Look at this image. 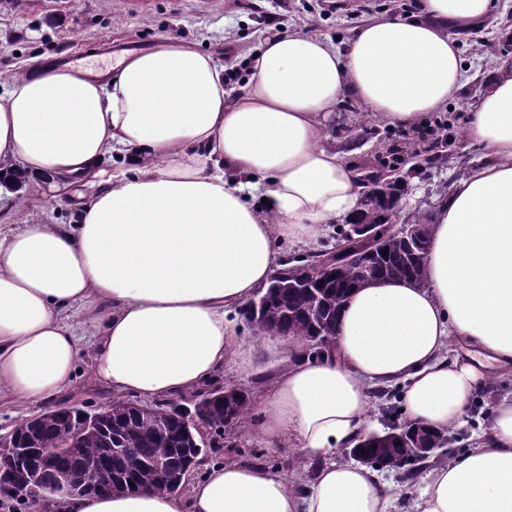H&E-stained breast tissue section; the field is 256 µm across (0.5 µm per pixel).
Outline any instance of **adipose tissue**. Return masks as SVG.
I'll list each match as a JSON object with an SVG mask.
<instances>
[{
  "mask_svg": "<svg viewBox=\"0 0 512 512\" xmlns=\"http://www.w3.org/2000/svg\"><path fill=\"white\" fill-rule=\"evenodd\" d=\"M494 0H423L382 14L346 47L294 27L265 38L231 86L224 60L168 39L109 79L31 62L0 88V197L16 176L67 203L69 224L0 225V397L47 404L82 345L97 385L148 402L224 368L277 369L254 407L270 452L322 459L314 480L227 460L177 493L70 500L68 512H390L377 470L337 462L367 427L369 391L399 386L409 421H462L494 373L512 371V72L490 80L464 129L486 157L456 180L431 226L426 282L353 289L331 353L239 336V312L284 267L357 212L360 174L330 129L355 102L416 129L468 81L454 30ZM464 347L448 356L449 340ZM410 512H512V399L484 440L432 464Z\"/></svg>",
  "mask_w": 512,
  "mask_h": 512,
  "instance_id": "1",
  "label": "adipose tissue"
}]
</instances>
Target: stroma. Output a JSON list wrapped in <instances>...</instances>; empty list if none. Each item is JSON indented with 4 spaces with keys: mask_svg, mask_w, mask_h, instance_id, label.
Returning <instances> with one entry per match:
<instances>
[{
    "mask_svg": "<svg viewBox=\"0 0 512 512\" xmlns=\"http://www.w3.org/2000/svg\"><path fill=\"white\" fill-rule=\"evenodd\" d=\"M420 0H0V78L21 73L34 58L57 64L62 57L76 58L85 72L104 73L117 67L129 53L155 48L166 39L193 43L215 55L232 54L236 63L234 84L243 85L248 73L242 62L262 46L272 27L268 14H276L281 26L294 23L348 43L354 32L382 13L417 14ZM460 57L468 82L460 95L449 100L434 120L445 127L448 146L442 160L425 166L422 178L412 180L401 197L402 216L418 212L433 214L449 194L453 183L482 158L481 148L468 143L463 129L469 112L478 103L481 87L487 86L497 63L483 54L484 44L512 47V0H496V9L476 26L455 31ZM351 106L338 114L331 133L349 139L355 147L353 162L362 173L376 164L378 140L399 144L415 136L414 131L389 126L367 118L352 121ZM45 221L68 224L70 209L54 204L35 191H28L23 208L0 205V224ZM512 397V374L497 375L478 393L462 424L451 433L462 446L473 447L483 435L495 403ZM110 392L94 383L91 356L82 354L71 387L62 398L70 403L98 406ZM225 458L284 471H299L312 481L318 461L302 459L299 452L286 449L271 453L254 435L238 437Z\"/></svg>",
    "mask_w": 512,
    "mask_h": 512,
    "instance_id": "stroma-1",
    "label": "stroma"
}]
</instances>
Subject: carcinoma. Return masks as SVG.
Listing matches in <instances>:
<instances>
[{
	"label": "carcinoma",
	"instance_id": "1",
	"mask_svg": "<svg viewBox=\"0 0 512 512\" xmlns=\"http://www.w3.org/2000/svg\"><path fill=\"white\" fill-rule=\"evenodd\" d=\"M435 148L428 140L410 141L401 147L379 145L383 154L377 156L381 165L393 166L400 156L415 157ZM402 187L390 190L371 189L360 203L352 223L370 228L380 235L384 225L398 217L397 201ZM419 231V242L411 243L402 234H388L383 241V252L366 260V273L348 263L330 266L319 280L306 287L298 283L301 270L319 264L320 256L299 258L296 263L279 272V286L268 293L264 318L289 334L308 343L315 333L330 336L336 332L339 311L349 292L378 279H410L425 282L427 246L430 224L422 217L411 220ZM251 397L246 395L224 405L221 400L210 402L204 412L210 441L209 450L196 455L191 452L199 435L189 438L184 432L187 411L193 410L192 399L186 402L168 400L155 402L151 407L162 412L161 420L150 421L140 417L130 402L114 397L98 408L102 421L75 438L81 427L80 413L70 409L50 412L38 420L29 417L20 420L11 430L18 443L25 448H56L58 466L73 471L86 464L97 466L99 473L112 481L115 492L136 488L158 493L172 492V486L161 478L154 463L163 462L171 473L195 471L209 457L224 449V418H229L232 430L243 434L251 414ZM361 456L365 463L382 470L401 469L413 465L403 457L396 443L387 435L365 438L359 448L344 452V458Z\"/></svg>",
	"mask_w": 512,
	"mask_h": 512
}]
</instances>
